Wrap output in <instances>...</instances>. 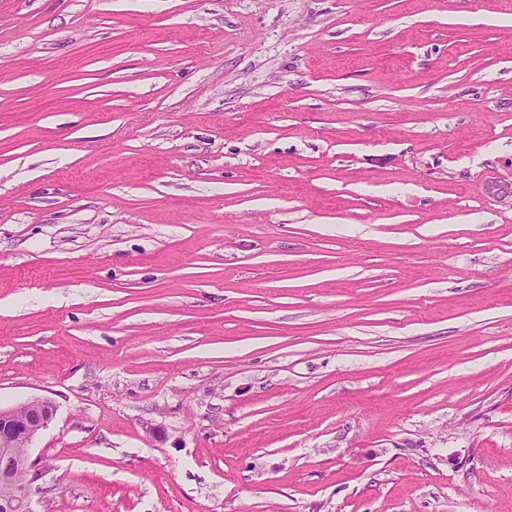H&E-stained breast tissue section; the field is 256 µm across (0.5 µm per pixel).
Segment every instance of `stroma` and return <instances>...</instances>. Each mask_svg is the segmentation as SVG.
I'll list each match as a JSON object with an SVG mask.
<instances>
[{
    "label": "stroma",
    "mask_w": 512,
    "mask_h": 512,
    "mask_svg": "<svg viewBox=\"0 0 512 512\" xmlns=\"http://www.w3.org/2000/svg\"><path fill=\"white\" fill-rule=\"evenodd\" d=\"M33 512H512V0H0V408ZM49 412L46 413L45 409ZM55 407L43 397H34L23 405L0 409V512H33L29 488L37 469L31 459V446L38 433L52 421Z\"/></svg>",
    "instance_id": "stroma-1"
}]
</instances>
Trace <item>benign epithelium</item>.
Instances as JSON below:
<instances>
[{
  "mask_svg": "<svg viewBox=\"0 0 512 512\" xmlns=\"http://www.w3.org/2000/svg\"><path fill=\"white\" fill-rule=\"evenodd\" d=\"M55 407L43 397L23 405L0 409V482L14 489L0 499V512H33L29 488L37 462L31 459V446L38 433L52 421Z\"/></svg>",
  "mask_w": 512,
  "mask_h": 512,
  "instance_id": "benign-epithelium-1",
  "label": "benign epithelium"
}]
</instances>
